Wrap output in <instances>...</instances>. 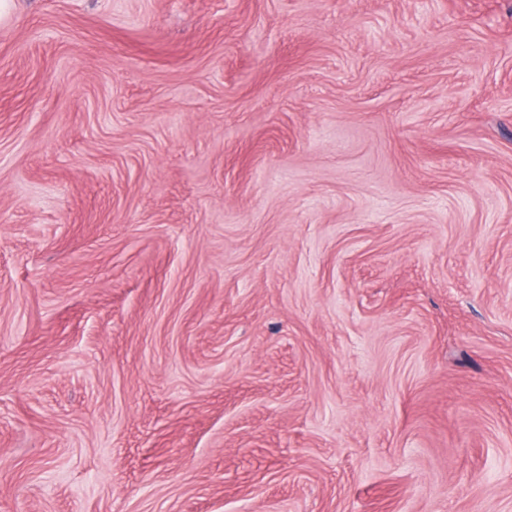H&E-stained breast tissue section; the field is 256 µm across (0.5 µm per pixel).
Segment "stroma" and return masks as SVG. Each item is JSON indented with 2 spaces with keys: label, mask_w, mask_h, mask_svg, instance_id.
I'll list each match as a JSON object with an SVG mask.
<instances>
[{
  "label": "stroma",
  "mask_w": 512,
  "mask_h": 512,
  "mask_svg": "<svg viewBox=\"0 0 512 512\" xmlns=\"http://www.w3.org/2000/svg\"><path fill=\"white\" fill-rule=\"evenodd\" d=\"M0 512H512V0H12Z\"/></svg>",
  "instance_id": "35a3bbf8"
}]
</instances>
